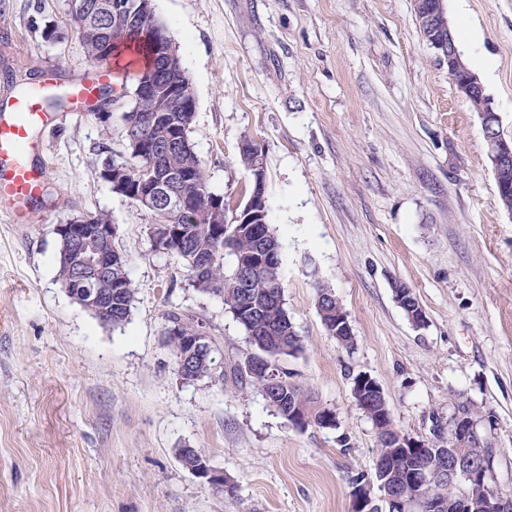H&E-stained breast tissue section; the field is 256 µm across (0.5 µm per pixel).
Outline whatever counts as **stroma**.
I'll list each match as a JSON object with an SVG mask.
<instances>
[{"label": "stroma", "instance_id": "1", "mask_svg": "<svg viewBox=\"0 0 512 512\" xmlns=\"http://www.w3.org/2000/svg\"><path fill=\"white\" fill-rule=\"evenodd\" d=\"M196 95L195 149L211 187L242 205L239 146L266 159L268 221L303 349L282 366L335 410L337 428L292 427L233 367L248 337L220 301L153 252L150 218L99 175L107 123L56 109L38 223L0 204V512H352L353 477L378 446L353 375L382 387L402 433L430 438L468 400L495 418L493 479L512 490V212L498 203L480 120L423 41L411 0H155ZM493 60L487 93L512 137V0H446ZM68 0H0V103L49 73L87 70ZM56 36L44 38L43 28ZM14 73L6 82V73ZM101 212L137 289L129 322L102 325L56 280L55 225ZM413 288L427 323L393 297ZM347 310L354 346L328 336L316 285ZM200 314L224 381L177 377L162 329L171 306ZM197 449L225 482L179 462Z\"/></svg>", "mask_w": 512, "mask_h": 512}]
</instances>
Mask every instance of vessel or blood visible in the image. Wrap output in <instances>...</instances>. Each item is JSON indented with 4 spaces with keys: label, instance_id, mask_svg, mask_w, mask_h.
I'll return each mask as SVG.
<instances>
[{
    "label": "vessel or blood",
    "instance_id": "obj_1",
    "mask_svg": "<svg viewBox=\"0 0 512 512\" xmlns=\"http://www.w3.org/2000/svg\"><path fill=\"white\" fill-rule=\"evenodd\" d=\"M111 81L108 69L86 72L65 85L49 78L0 106V202L12 207L13 217H20L21 207L40 198L47 181L48 164L40 140L43 128L53 118L44 110L46 97L64 95L69 112L81 115Z\"/></svg>",
    "mask_w": 512,
    "mask_h": 512
}]
</instances>
